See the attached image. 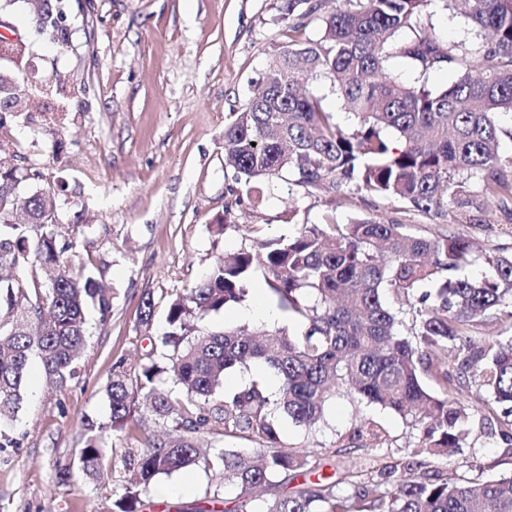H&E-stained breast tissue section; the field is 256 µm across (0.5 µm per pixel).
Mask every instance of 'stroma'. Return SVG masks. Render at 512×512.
<instances>
[{
  "label": "stroma",
  "instance_id": "stroma-1",
  "mask_svg": "<svg viewBox=\"0 0 512 512\" xmlns=\"http://www.w3.org/2000/svg\"><path fill=\"white\" fill-rule=\"evenodd\" d=\"M66 40L44 41L27 0L1 17L31 47L26 63L0 64L25 84L36 75L51 85L46 105L14 115L15 194L56 196L58 218L75 242V260L93 263L113 290L112 312L90 337L78 378L50 385L33 361L14 433L21 445L0 449V512H110L112 486L89 483L78 469L89 422L109 415L105 387L116 360L144 363L150 335L165 326L172 294L191 287L227 250H257L259 242L296 234L308 224L362 217L409 225L411 232L456 234L478 256L473 276L512 254V202L477 197L468 211L424 214L375 193L292 181L260 182L247 195L224 164V127L252 98L275 44L283 42V0H64ZM422 25L439 39L473 44L479 37L444 0H434ZM225 228H218V221ZM151 294V329L140 324ZM459 401L470 410L469 446L433 461L434 469L473 478L512 474V445L498 432L477 376L460 379ZM377 422L386 440L350 442L360 419ZM285 446L309 455L319 474L364 472L404 459L418 433L376 405L337 396L323 421L305 427L277 414ZM69 468L67 483L59 469ZM211 476L188 468L161 477L146 493L151 512H177Z\"/></svg>",
  "mask_w": 512,
  "mask_h": 512
}]
</instances>
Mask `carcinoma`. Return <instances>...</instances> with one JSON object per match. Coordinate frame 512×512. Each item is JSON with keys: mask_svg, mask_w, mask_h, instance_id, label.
<instances>
[{"mask_svg": "<svg viewBox=\"0 0 512 512\" xmlns=\"http://www.w3.org/2000/svg\"><path fill=\"white\" fill-rule=\"evenodd\" d=\"M434 0H285L286 41L253 98L224 128V164L246 190L261 179L284 177L306 187L367 190L429 213L453 204L466 211L473 187L488 197H512V155L499 153V123L512 112V0H449L484 39L467 48L428 34L421 19ZM322 36H306L301 19L319 11ZM62 0H42L35 25L63 40ZM391 57L406 59L424 76L457 72L447 87L405 85L388 72ZM324 79L343 101L355 128L323 107L324 97L301 91ZM12 78L0 71V105L17 102ZM17 167L0 156V448L19 442L18 420L32 357L63 387L79 377L87 342V313L100 324L112 295L95 267L76 265L60 243L57 224L41 222L57 210L55 195L23 201L27 222L14 224ZM261 265L247 249L219 255L205 276L175 294L165 331L135 369L119 362L106 388L110 413L89 423L79 467L98 485L121 483L114 512H142L140 495L161 475L195 466L212 475L188 512H512V476L472 479L430 472L429 459L466 447L469 416L453 397L459 375L475 372L499 409L497 427L512 442V339L479 341L474 324L502 316L512 321V257L489 261L480 277L470 244L456 234L427 238L405 224L361 218L349 224H311L298 234L263 243ZM297 331L247 333L208 330L211 314L243 302L256 271ZM411 318V335L400 327ZM259 362L277 378L224 387L232 368ZM167 373L171 388L158 386ZM343 391L379 404L419 431L415 459L384 465L365 476L347 471L289 489L308 456L283 445L273 410L293 423L316 424ZM169 426L128 448L121 464L106 461L104 438L139 427L140 412ZM243 438L253 452L201 448ZM378 445L383 430L363 421L350 439ZM345 484L350 493L339 491ZM240 489L224 498V489ZM262 507L254 508V501Z\"/></svg>", "mask_w": 512, "mask_h": 512, "instance_id": "carcinoma-1", "label": "carcinoma"}]
</instances>
